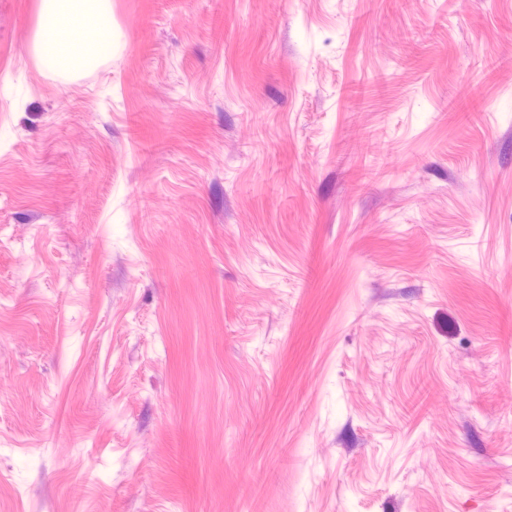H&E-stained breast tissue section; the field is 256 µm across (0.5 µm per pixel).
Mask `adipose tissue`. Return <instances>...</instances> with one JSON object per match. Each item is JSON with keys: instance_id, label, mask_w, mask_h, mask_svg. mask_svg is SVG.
<instances>
[{"instance_id": "1", "label": "adipose tissue", "mask_w": 512, "mask_h": 512, "mask_svg": "<svg viewBox=\"0 0 512 512\" xmlns=\"http://www.w3.org/2000/svg\"><path fill=\"white\" fill-rule=\"evenodd\" d=\"M110 0H41L36 45L41 68L73 74L112 53Z\"/></svg>"}]
</instances>
